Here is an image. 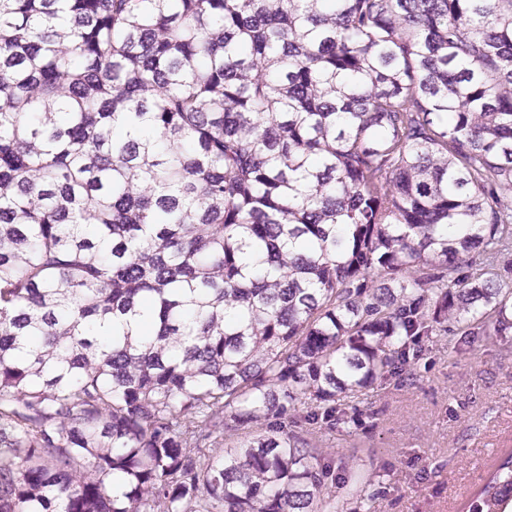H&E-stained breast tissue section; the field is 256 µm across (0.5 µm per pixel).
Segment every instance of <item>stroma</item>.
Returning a JSON list of instances; mask_svg holds the SVG:
<instances>
[{
    "label": "stroma",
    "instance_id": "1",
    "mask_svg": "<svg viewBox=\"0 0 512 512\" xmlns=\"http://www.w3.org/2000/svg\"><path fill=\"white\" fill-rule=\"evenodd\" d=\"M412 385L349 398L325 434L334 467L373 477L377 512H466L512 451V332L426 343Z\"/></svg>",
    "mask_w": 512,
    "mask_h": 512
}]
</instances>
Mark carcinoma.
<instances>
[{"label": "carcinoma", "mask_w": 512, "mask_h": 512, "mask_svg": "<svg viewBox=\"0 0 512 512\" xmlns=\"http://www.w3.org/2000/svg\"><path fill=\"white\" fill-rule=\"evenodd\" d=\"M511 276L512 0H0V512H372L299 428Z\"/></svg>", "instance_id": "obj_1"}]
</instances>
